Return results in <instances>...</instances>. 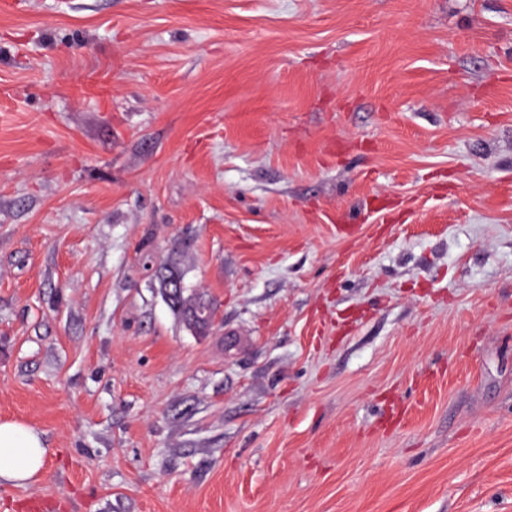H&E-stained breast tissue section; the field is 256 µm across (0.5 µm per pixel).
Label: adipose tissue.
<instances>
[{
	"label": "adipose tissue",
	"instance_id": "adipose-tissue-1",
	"mask_svg": "<svg viewBox=\"0 0 512 512\" xmlns=\"http://www.w3.org/2000/svg\"><path fill=\"white\" fill-rule=\"evenodd\" d=\"M49 453L37 429L19 420H0V484L35 483L42 475Z\"/></svg>",
	"mask_w": 512,
	"mask_h": 512
}]
</instances>
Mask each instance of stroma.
Returning a JSON list of instances; mask_svg holds the SVG:
<instances>
[{"label": "stroma", "instance_id": "35a3bbf8", "mask_svg": "<svg viewBox=\"0 0 512 512\" xmlns=\"http://www.w3.org/2000/svg\"><path fill=\"white\" fill-rule=\"evenodd\" d=\"M5 417L8 512H512V0H0ZM49 454L50 449L37 429L19 420H0V484L35 483Z\"/></svg>", "mask_w": 512, "mask_h": 512}]
</instances>
